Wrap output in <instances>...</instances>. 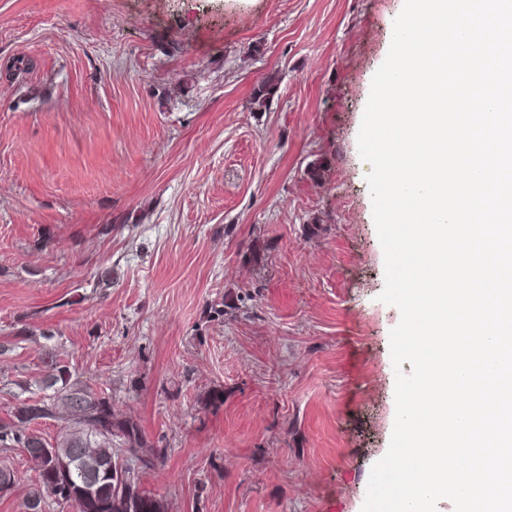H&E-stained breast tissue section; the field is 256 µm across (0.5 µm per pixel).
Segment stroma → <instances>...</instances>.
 Here are the masks:
<instances>
[{
	"mask_svg": "<svg viewBox=\"0 0 512 512\" xmlns=\"http://www.w3.org/2000/svg\"><path fill=\"white\" fill-rule=\"evenodd\" d=\"M402 8L0 0V422L55 356L159 450L166 512H361L400 313L357 136Z\"/></svg>",
	"mask_w": 512,
	"mask_h": 512,
	"instance_id": "35a3bbf8",
	"label": "stroma"
}]
</instances>
